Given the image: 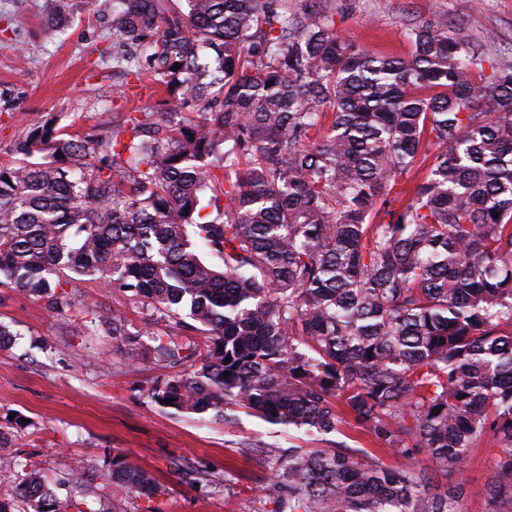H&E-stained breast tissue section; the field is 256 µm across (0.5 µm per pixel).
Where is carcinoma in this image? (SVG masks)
I'll return each instance as SVG.
<instances>
[{
  "label": "carcinoma",
  "instance_id": "1",
  "mask_svg": "<svg viewBox=\"0 0 512 512\" xmlns=\"http://www.w3.org/2000/svg\"><path fill=\"white\" fill-rule=\"evenodd\" d=\"M122 3L112 61L150 73L168 119L98 137L34 120L0 164V285L51 312L86 280L123 289L164 327L155 360L184 366L156 404L324 437L274 456L270 512H460L461 486L432 494V474L329 439L348 416L443 468L493 433L488 502L512 505V65L485 73L483 39L438 20L404 31L406 57L369 54L336 31L335 0ZM98 321L146 361L155 332L116 308ZM9 439L21 502L77 507ZM106 485L115 501L156 488L119 454Z\"/></svg>",
  "mask_w": 512,
  "mask_h": 512
}]
</instances>
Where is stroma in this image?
Segmentation results:
<instances>
[{
  "label": "stroma",
  "mask_w": 512,
  "mask_h": 512,
  "mask_svg": "<svg viewBox=\"0 0 512 512\" xmlns=\"http://www.w3.org/2000/svg\"><path fill=\"white\" fill-rule=\"evenodd\" d=\"M116 0H74L65 26L49 20L50 0H0V163L14 158V143L44 113L59 133L102 135L113 118L151 107L137 96L135 78L112 66V6ZM447 17L460 35L494 32L483 56L512 63V0H336V29L376 54L408 55L403 31ZM26 56L17 65L15 50ZM123 308L129 322L148 320L119 290L95 280L80 283L75 307L50 312L46 302L0 286V323L14 334L0 348V429L12 431V449L39 470L59 494L64 478L77 480L89 512H268L259 492L270 486L273 448L322 447L320 437L238 413L234 422L196 420L149 398L154 381L174 375L162 363L128 365L121 340L92 328L99 311ZM28 425L14 430L13 417ZM348 447L388 465L433 473L431 492L463 483L461 512H490L486 491L494 478L500 442L486 436L464 468L439 471L423 450L396 459L355 421L340 436ZM152 474L158 492H135L113 502L104 487L112 457ZM207 470L215 482L196 480Z\"/></svg>",
  "instance_id": "stroma-1"
}]
</instances>
